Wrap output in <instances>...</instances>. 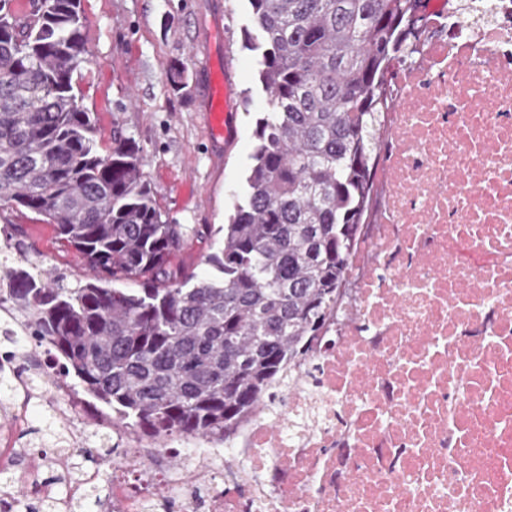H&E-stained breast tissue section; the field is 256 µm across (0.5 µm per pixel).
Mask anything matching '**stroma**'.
Returning a JSON list of instances; mask_svg holds the SVG:
<instances>
[{"mask_svg": "<svg viewBox=\"0 0 512 512\" xmlns=\"http://www.w3.org/2000/svg\"><path fill=\"white\" fill-rule=\"evenodd\" d=\"M81 9L92 63L76 85L97 119L101 146L110 148L116 134L135 140L159 207L183 227L184 246L171 255V267L212 274L207 257L243 187L256 114L264 105L256 87L257 57L243 47L250 24L246 0H81ZM228 58L237 64L238 137L230 150L219 151L206 136L200 76L205 63L219 67ZM176 62L186 67L179 91L167 78ZM3 243L15 259L37 257L74 281L85 274L81 257L54 226L28 210L0 208ZM45 424L41 410L32 411L23 426L0 417V433L10 432L26 451L15 469L37 467L43 482L55 474L36 464Z\"/></svg>", "mask_w": 512, "mask_h": 512, "instance_id": "1", "label": "stroma"}]
</instances>
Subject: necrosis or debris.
Segmentation results:
<instances>
[{"mask_svg":"<svg viewBox=\"0 0 512 512\" xmlns=\"http://www.w3.org/2000/svg\"><path fill=\"white\" fill-rule=\"evenodd\" d=\"M450 7L426 0L393 69L370 222L322 332L234 436L183 441L179 512H512V0H465L436 38ZM101 468L108 512H157L152 451Z\"/></svg>","mask_w":512,"mask_h":512,"instance_id":"obj_1","label":"necrosis or debris"}]
</instances>
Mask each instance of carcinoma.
<instances>
[{"instance_id":"cac0c4a2","label":"carcinoma","mask_w":512,"mask_h":512,"mask_svg":"<svg viewBox=\"0 0 512 512\" xmlns=\"http://www.w3.org/2000/svg\"><path fill=\"white\" fill-rule=\"evenodd\" d=\"M247 2L266 107L210 278L171 268L181 225L134 140L100 153L74 81L90 63L81 0H0V207L45 217L89 271L72 285L6 255L0 292L72 387L154 442L224 441L305 361L370 209L387 74L422 20V0ZM16 362L0 361L1 390ZM46 432L69 446L52 417Z\"/></svg>"}]
</instances>
